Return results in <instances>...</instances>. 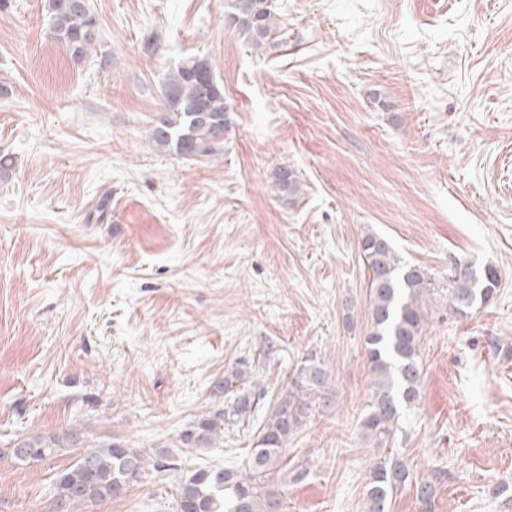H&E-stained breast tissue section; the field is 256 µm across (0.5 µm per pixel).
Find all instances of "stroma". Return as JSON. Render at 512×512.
<instances>
[{"mask_svg":"<svg viewBox=\"0 0 512 512\" xmlns=\"http://www.w3.org/2000/svg\"><path fill=\"white\" fill-rule=\"evenodd\" d=\"M280 33L254 52L226 0H90L82 61L46 0H0V450L15 435L80 429L166 450L121 498L82 512H176L183 472L242 467L305 357L329 375L289 440L274 488L285 512H364L381 457L416 478L390 512H512V0H271ZM224 87L217 154L186 160L149 138L161 85L187 56ZM301 190L282 196L279 166ZM443 278L493 266L492 300L434 308L418 402L387 448L370 399V272L359 241ZM261 400L219 447L179 433L222 407L239 363ZM72 454L0 453V512H54Z\"/></svg>","mask_w":512,"mask_h":512,"instance_id":"stroma-1","label":"stroma"}]
</instances>
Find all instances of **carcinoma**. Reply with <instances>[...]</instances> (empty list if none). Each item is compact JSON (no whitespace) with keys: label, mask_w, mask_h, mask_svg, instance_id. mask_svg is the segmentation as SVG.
I'll use <instances>...</instances> for the list:
<instances>
[{"label":"carcinoma","mask_w":512,"mask_h":512,"mask_svg":"<svg viewBox=\"0 0 512 512\" xmlns=\"http://www.w3.org/2000/svg\"><path fill=\"white\" fill-rule=\"evenodd\" d=\"M225 8L233 28L257 52L279 32L269 0H227ZM47 12L56 39L75 60H83L97 42L89 30L99 28L89 0H47ZM162 97L165 112L149 132L158 149L192 160L211 156L224 145L228 123L224 89L207 61L195 56L182 60L165 79ZM275 188L295 196L301 181L295 171L280 167L275 172ZM361 251L371 270V324L364 338L371 396L361 428L365 438L385 448L396 435L401 411L419 399L423 373L420 342L433 302H442L450 312L464 317L490 302L500 285V273L492 266L462 272L455 265L448 268V278L439 282L420 266L400 264L387 240L375 233L361 238ZM245 374L242 367L224 374L216 393L232 395L230 405L196 417L179 435L182 446L214 448L224 437V423L255 412L258 400L236 389ZM327 384L321 363L314 356L306 357L271 406L245 470L226 466L195 470L176 487L178 512H282L283 499L272 489L277 465L287 451L288 439L326 396ZM65 452L75 453V460L55 475L57 512H77L81 506L117 499L148 467L178 469L177 461L164 452L151 456L118 440L90 444L73 428L48 436H22L6 450L23 465ZM410 477L401 458L375 462L366 480L365 512H389L394 494Z\"/></svg>","instance_id":"obj_1"}]
</instances>
